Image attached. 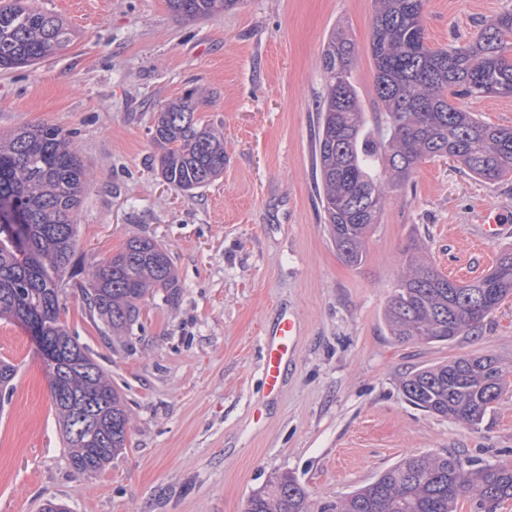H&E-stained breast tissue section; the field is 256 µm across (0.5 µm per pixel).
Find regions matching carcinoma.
I'll return each instance as SVG.
<instances>
[{"mask_svg":"<svg viewBox=\"0 0 512 512\" xmlns=\"http://www.w3.org/2000/svg\"><path fill=\"white\" fill-rule=\"evenodd\" d=\"M239 0H167L171 13L208 19ZM371 56L377 113L363 112L352 68L358 50L342 23L322 53L324 92L318 104L315 175L328 233L348 264L362 263L367 236L392 196L405 192L419 163L455 159L469 174L496 182L512 173V127L487 123L472 99L512 96V12L481 25L475 39L448 48L427 44L425 0H373ZM71 40L57 17L29 0H0V69L36 64ZM202 94L190 88L160 109L151 135L160 148L158 173L192 195L224 173V133L197 116ZM89 170L72 133L52 124L0 138V201L23 215L16 235L0 232V318L39 320L50 393L74 473H100L126 447L130 414L93 352L61 319L69 289L104 340L139 319L146 296H173L178 280L167 252L146 237L89 272L75 270L77 218ZM383 312L398 342L452 343L479 330L512 296V249L485 276L460 284L441 273L419 246L407 249ZM17 366L0 361V396L13 390ZM512 369L492 356H461L418 369L402 382L407 399L441 418L476 428L507 385ZM468 494L473 512H495L512 500V467H465L453 454L410 455L335 501L314 502L290 473L253 493L245 512H455Z\"/></svg>","mask_w":512,"mask_h":512,"instance_id":"cac0c4a2","label":"carcinoma"}]
</instances>
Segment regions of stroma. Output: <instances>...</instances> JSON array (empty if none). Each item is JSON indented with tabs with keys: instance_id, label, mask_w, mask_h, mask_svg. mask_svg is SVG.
I'll return each mask as SVG.
<instances>
[{
	"instance_id": "1",
	"label": "stroma",
	"mask_w": 512,
	"mask_h": 512,
	"mask_svg": "<svg viewBox=\"0 0 512 512\" xmlns=\"http://www.w3.org/2000/svg\"><path fill=\"white\" fill-rule=\"evenodd\" d=\"M36 5L74 38L36 66L0 70V135L46 123L72 132L90 170L77 265L149 237L169 254L179 290L149 296L117 349L78 297H62V321L130 409L125 449L90 478L70 468L32 335L0 320V360L18 367L0 409V512H37L48 499L71 512H243L282 472L317 500L345 496L409 455L512 466V386L475 429L417 408L401 388L406 373L463 355L512 362V298L450 344L398 343L383 322L412 244L462 282L485 274L480 258L512 248V231L479 243L474 224L476 208L512 211V174L488 183L451 160L422 161L360 265L328 238L313 169L321 51L344 22L362 106L374 112L372 0H240L207 20L176 16L167 0ZM510 10L512 0H427V42H467ZM193 87L206 91L198 115L222 129L227 163L190 197L157 174L150 130ZM284 312L301 336L270 399L262 333Z\"/></svg>"
}]
</instances>
